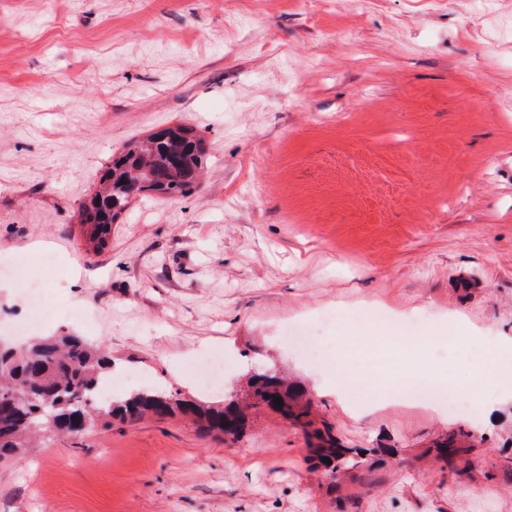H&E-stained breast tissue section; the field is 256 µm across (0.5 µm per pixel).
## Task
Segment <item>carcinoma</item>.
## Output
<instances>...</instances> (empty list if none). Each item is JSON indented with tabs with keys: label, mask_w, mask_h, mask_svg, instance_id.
I'll return each instance as SVG.
<instances>
[{
	"label": "carcinoma",
	"mask_w": 512,
	"mask_h": 512,
	"mask_svg": "<svg viewBox=\"0 0 512 512\" xmlns=\"http://www.w3.org/2000/svg\"><path fill=\"white\" fill-rule=\"evenodd\" d=\"M207 157L204 140L187 125L159 129L133 141L112 158L100 178V189L83 203L78 224L96 250L109 246L112 223L127 207L132 192L157 191L173 198L187 194L201 177ZM112 371V354L79 336H50L0 356V462L30 447L40 434H79L98 427L107 431L112 420L129 423L145 416L181 413L194 418L208 433L236 436L246 421L239 398L231 395L217 405L175 399L163 391L137 392L101 402L96 389ZM252 406L267 405L309 433V456L314 466L332 474H352L364 464V452L341 448L331 427L314 426L305 388L275 372L250 379ZM280 397L282 405L274 398ZM468 433H450L433 441L436 456L448 459L470 455L475 445ZM328 458L331 464L323 459Z\"/></svg>",
	"instance_id": "cac0c4a2"
}]
</instances>
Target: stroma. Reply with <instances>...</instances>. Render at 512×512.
<instances>
[{
  "label": "stroma",
  "mask_w": 512,
  "mask_h": 512,
  "mask_svg": "<svg viewBox=\"0 0 512 512\" xmlns=\"http://www.w3.org/2000/svg\"><path fill=\"white\" fill-rule=\"evenodd\" d=\"M177 124L207 144L200 183L136 199L93 251L76 215L113 152ZM2 256L49 289L46 334L105 347L126 390L217 404L270 369L372 454L336 480L265 408L234 438L147 417L0 466V512H512V400L388 395L467 379L459 327L512 337V0H0ZM30 314L0 269V336ZM300 321L323 363L282 341ZM396 325L422 343L354 356ZM340 364L368 384L337 393ZM459 429L480 466L429 456Z\"/></svg>",
  "instance_id": "35a3bbf8"
}]
</instances>
